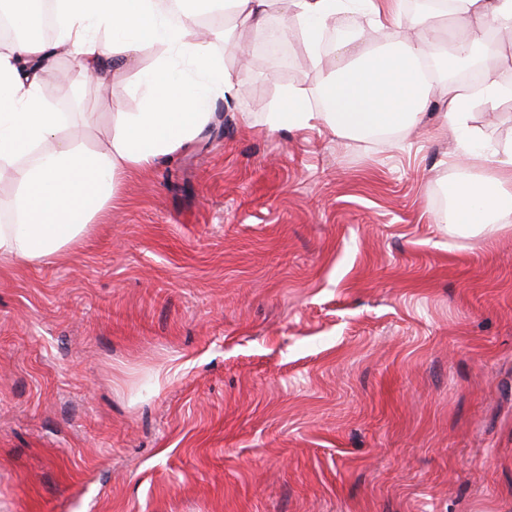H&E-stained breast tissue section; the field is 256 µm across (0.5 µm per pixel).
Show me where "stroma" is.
<instances>
[{"label":"stroma","mask_w":512,"mask_h":512,"mask_svg":"<svg viewBox=\"0 0 512 512\" xmlns=\"http://www.w3.org/2000/svg\"><path fill=\"white\" fill-rule=\"evenodd\" d=\"M284 40L85 246L0 262V512H512V234L442 222L453 140L269 129L322 78ZM156 59L44 94L94 148Z\"/></svg>","instance_id":"35a3bbf8"}]
</instances>
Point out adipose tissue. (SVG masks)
<instances>
[{"instance_id":"adipose-tissue-1","label":"adipose tissue","mask_w":512,"mask_h":512,"mask_svg":"<svg viewBox=\"0 0 512 512\" xmlns=\"http://www.w3.org/2000/svg\"><path fill=\"white\" fill-rule=\"evenodd\" d=\"M274 1L283 28L300 32L317 65L337 14L356 8L366 21L336 43V67L316 89L318 107H310L303 88H284L266 116L270 129L316 121L337 138L399 141L422 124L438 91L445 104L439 131L456 134L467 129L472 109L496 108L503 97L493 78L461 93L425 75L429 60L444 55L439 29L430 14L408 13L404 0H56L58 38L0 49V175L9 174L16 187L12 221L0 224V259L41 263L80 245L92 220L111 208L119 176L142 171L197 136L210 101L235 97L251 74L224 68L195 39V27L221 16L262 32ZM453 12L463 23L454 38L461 60L485 61L494 52L489 35L512 30V0H454ZM396 28L408 30V38L394 39ZM148 45L162 54L141 77L142 110L113 113V133L95 150L79 136H62L68 117L42 89L58 53L76 56L84 81L95 82L118 75ZM453 161L482 177L457 187L448 223L512 232V144L485 153L461 149Z\"/></svg>"}]
</instances>
